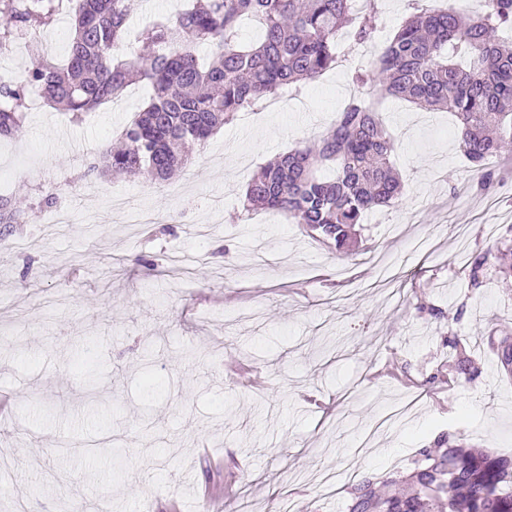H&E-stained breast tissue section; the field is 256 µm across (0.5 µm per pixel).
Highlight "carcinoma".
I'll return each instance as SVG.
<instances>
[{"label":"carcinoma","instance_id":"carcinoma-1","mask_svg":"<svg viewBox=\"0 0 512 512\" xmlns=\"http://www.w3.org/2000/svg\"><path fill=\"white\" fill-rule=\"evenodd\" d=\"M351 0H190L176 18L144 30L139 41L152 52L117 59L137 0H0V50L30 38L63 11L74 21L65 58L45 60L15 80L0 81V139L21 136L28 89L72 120L119 97L136 81L151 84L149 105L122 131L124 145L106 146L85 165L83 176L143 173L167 181L185 168L238 112L286 87L298 88L374 38L376 15L352 17ZM247 17L262 30L252 46L235 35ZM512 27V0H488L482 14L416 9L388 41L376 61L354 68L361 96L337 113L331 130L312 143L282 154L253 176L247 208L287 214L307 234L341 251L354 227L377 206L399 203L403 187L391 162L395 140L378 115L387 97L426 110H447L457 121L459 148L490 187V161L512 148V41L492 36ZM350 28L352 45L336 42ZM211 48L202 63L194 46ZM333 171L325 177L322 169ZM28 215L0 195V224H26ZM487 252L463 269L473 288L483 286ZM381 495L365 480L349 512H512V456L468 448L440 438L417 452L416 466L387 481Z\"/></svg>","mask_w":512,"mask_h":512}]
</instances>
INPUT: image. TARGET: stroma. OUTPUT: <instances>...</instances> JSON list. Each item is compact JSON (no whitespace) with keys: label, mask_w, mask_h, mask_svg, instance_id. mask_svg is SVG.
Returning <instances> with one entry per match:
<instances>
[{"label":"stroma","mask_w":512,"mask_h":512,"mask_svg":"<svg viewBox=\"0 0 512 512\" xmlns=\"http://www.w3.org/2000/svg\"><path fill=\"white\" fill-rule=\"evenodd\" d=\"M333 68L283 111L224 125L163 184L86 162L148 100L142 84L82 123L40 102L0 141V193L44 214L0 235V512H348L358 482L409 472L454 435L512 455V279L464 268L512 247V153L476 191L454 120L388 98L402 202L337 252L289 217L245 210L252 176L325 134L349 101ZM156 213L137 224L135 210ZM468 339L472 375L448 366ZM409 413L359 449L391 405ZM336 471L333 489L315 479Z\"/></svg>","instance_id":"stroma-1"}]
</instances>
